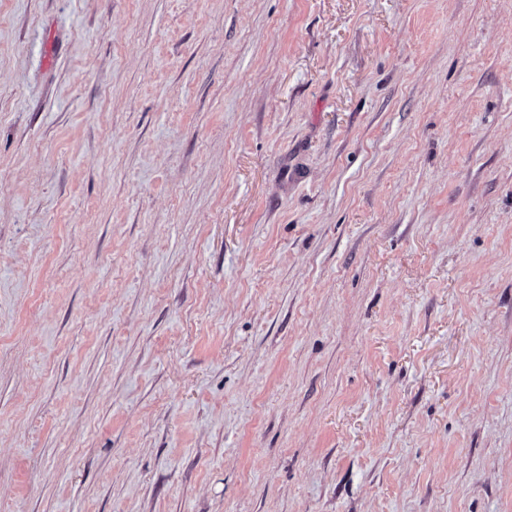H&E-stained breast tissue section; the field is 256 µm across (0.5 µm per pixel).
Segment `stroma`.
<instances>
[{
	"label": "stroma",
	"mask_w": 512,
	"mask_h": 512,
	"mask_svg": "<svg viewBox=\"0 0 512 512\" xmlns=\"http://www.w3.org/2000/svg\"><path fill=\"white\" fill-rule=\"evenodd\" d=\"M0 512H512V0H0Z\"/></svg>",
	"instance_id": "35a3bbf8"
}]
</instances>
